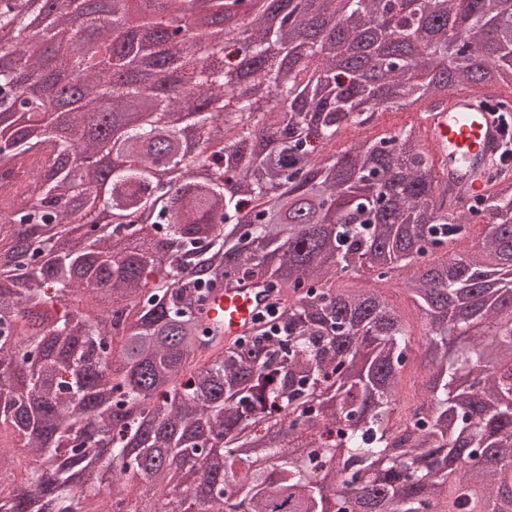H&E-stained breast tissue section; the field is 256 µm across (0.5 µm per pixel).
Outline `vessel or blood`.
I'll list each match as a JSON object with an SVG mask.
<instances>
[{"mask_svg": "<svg viewBox=\"0 0 512 512\" xmlns=\"http://www.w3.org/2000/svg\"><path fill=\"white\" fill-rule=\"evenodd\" d=\"M488 100L485 94L452 90L442 105L424 107L420 114L436 172L449 191L466 201L486 194V172L495 164L506 135V113L488 108ZM275 301L271 290L227 288L212 296L208 317L219 321L225 335L240 336Z\"/></svg>", "mask_w": 512, "mask_h": 512, "instance_id": "vessel-or-blood-1", "label": "vessel or blood"}]
</instances>
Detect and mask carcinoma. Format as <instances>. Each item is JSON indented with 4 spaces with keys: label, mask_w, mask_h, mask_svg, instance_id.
<instances>
[{
    "label": "carcinoma",
    "mask_w": 512,
    "mask_h": 512,
    "mask_svg": "<svg viewBox=\"0 0 512 512\" xmlns=\"http://www.w3.org/2000/svg\"><path fill=\"white\" fill-rule=\"evenodd\" d=\"M59 1L81 6L33 0L46 20L0 13V32L149 121L87 134L71 108L62 138L19 97L23 123L0 135V311L17 312L0 317V512H224L234 495L251 512H512V178L448 197L413 123L333 151L406 98L484 81L474 58L512 81V0H335L322 27L313 0H282L278 27L251 0H212L185 48L152 26L144 47L179 80L148 96L118 0L87 14L92 40L62 30ZM151 196L166 203L141 223ZM103 207L129 222L104 230ZM124 230L138 249L116 248ZM395 281L418 331L384 293ZM233 285L278 289V321L218 337L206 302ZM413 355L426 374L406 402ZM188 460L202 492L182 484Z\"/></svg>",
    "instance_id": "cac0c4a2"
}]
</instances>
